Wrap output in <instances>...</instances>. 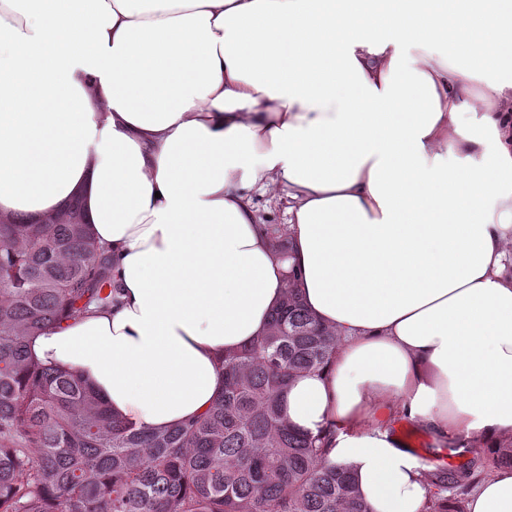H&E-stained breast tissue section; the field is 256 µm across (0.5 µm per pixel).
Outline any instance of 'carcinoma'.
<instances>
[{
  "instance_id": "1",
  "label": "carcinoma",
  "mask_w": 512,
  "mask_h": 512,
  "mask_svg": "<svg viewBox=\"0 0 512 512\" xmlns=\"http://www.w3.org/2000/svg\"><path fill=\"white\" fill-rule=\"evenodd\" d=\"M286 256L285 226L272 224ZM112 254L79 200L58 222L0 219V512H371L323 438L295 429L282 398L324 367L335 338L288 284L267 332L223 360L224 391L199 418L150 430L114 416L77 374L44 366L28 340L89 306L116 302ZM478 477L470 463L431 476L430 512Z\"/></svg>"
}]
</instances>
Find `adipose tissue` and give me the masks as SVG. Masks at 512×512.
Here are the masks:
<instances>
[{
  "label": "adipose tissue",
  "mask_w": 512,
  "mask_h": 512,
  "mask_svg": "<svg viewBox=\"0 0 512 512\" xmlns=\"http://www.w3.org/2000/svg\"><path fill=\"white\" fill-rule=\"evenodd\" d=\"M75 197L120 303L29 349L114 414L200 415L294 271L336 348L286 416L372 512L430 499L396 419L512 439V0H0V214ZM467 512H512V470ZM255 205L259 217L263 222L269 224L273 234V246L280 256H286L290 250V239L287 237L284 224L286 216L284 214L285 203L277 202L269 195L255 196Z\"/></svg>",
  "instance_id": "adipose-tissue-1"
}]
</instances>
